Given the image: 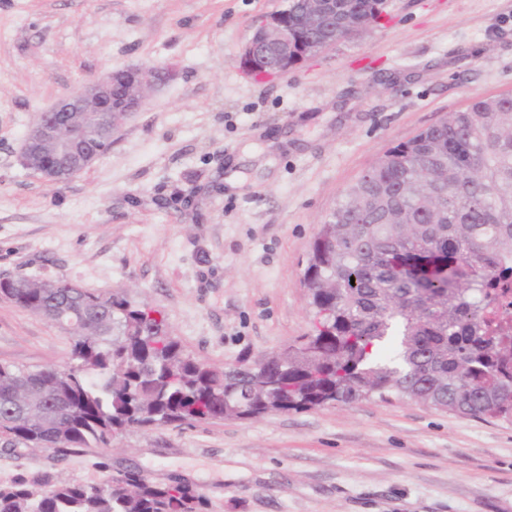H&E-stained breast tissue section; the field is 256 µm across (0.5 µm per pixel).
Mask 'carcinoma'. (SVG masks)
Segmentation results:
<instances>
[{
  "label": "carcinoma",
  "mask_w": 512,
  "mask_h": 512,
  "mask_svg": "<svg viewBox=\"0 0 512 512\" xmlns=\"http://www.w3.org/2000/svg\"><path fill=\"white\" fill-rule=\"evenodd\" d=\"M379 0H335L336 26L375 21ZM315 332L219 369L184 352L158 311L64 278H0V298L63 315L75 366L0 364L8 448L106 447L139 428L251 420L391 396L512 423V94L473 100L345 189L304 273ZM68 414L45 419L28 396ZM185 485L126 472L102 484L0 487V512H203Z\"/></svg>",
  "instance_id": "obj_1"
}]
</instances>
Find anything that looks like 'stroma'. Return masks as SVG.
<instances>
[{
  "mask_svg": "<svg viewBox=\"0 0 512 512\" xmlns=\"http://www.w3.org/2000/svg\"><path fill=\"white\" fill-rule=\"evenodd\" d=\"M284 0H0V276L66 278L160 311L214 367L313 326L310 244L395 145L512 92V0H386L378 24L258 83L240 53ZM165 66L89 168L19 162L37 113L96 73ZM70 362L64 331L0 298V364ZM182 482L206 512H512V424L408 400L134 429L59 455L0 446V486Z\"/></svg>",
  "mask_w": 512,
  "mask_h": 512,
  "instance_id": "stroma-1",
  "label": "stroma"
}]
</instances>
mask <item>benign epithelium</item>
<instances>
[{"label":"benign epithelium","instance_id":"1","mask_svg":"<svg viewBox=\"0 0 512 512\" xmlns=\"http://www.w3.org/2000/svg\"><path fill=\"white\" fill-rule=\"evenodd\" d=\"M297 5L296 0H289L284 9L253 22L254 35L240 57L242 70H261L265 77L274 78L336 46V33L317 34L330 16V6L323 2L314 11L306 0L299 14ZM173 77V71L166 68L133 65L91 78L38 114L24 138L21 163L39 170L51 182L72 179L101 156V151L88 147V117L120 112L127 119L140 110L148 89ZM119 83L123 95L116 100L112 93Z\"/></svg>","mask_w":512,"mask_h":512}]
</instances>
